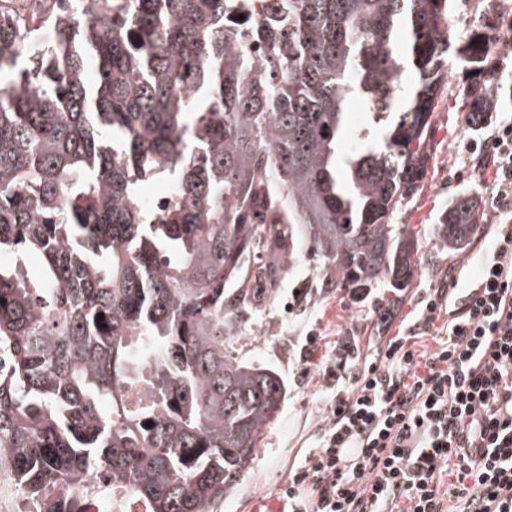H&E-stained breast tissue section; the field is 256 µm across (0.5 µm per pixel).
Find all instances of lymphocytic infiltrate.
<instances>
[{
  "instance_id": "obj_1",
  "label": "lymphocytic infiltrate",
  "mask_w": 512,
  "mask_h": 512,
  "mask_svg": "<svg viewBox=\"0 0 512 512\" xmlns=\"http://www.w3.org/2000/svg\"><path fill=\"white\" fill-rule=\"evenodd\" d=\"M466 148L512 207V121ZM482 290L454 306L425 289L419 315L329 400L317 444L279 488L288 512H512V225L477 259ZM444 336L417 354L440 315Z\"/></svg>"
}]
</instances>
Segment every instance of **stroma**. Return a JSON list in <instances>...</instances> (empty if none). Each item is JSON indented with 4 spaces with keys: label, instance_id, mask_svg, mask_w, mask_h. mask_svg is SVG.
<instances>
[{
    "label": "stroma",
    "instance_id": "1",
    "mask_svg": "<svg viewBox=\"0 0 512 512\" xmlns=\"http://www.w3.org/2000/svg\"><path fill=\"white\" fill-rule=\"evenodd\" d=\"M448 34L461 40L484 27L495 32L512 31V0H451ZM491 74L482 85L485 97L497 102L481 126L467 123L459 95L464 75L456 59L445 64L446 76L432 116V137L426 175L416 194L403 201L397 223L417 236L418 265L413 280L398 302H391L385 288L373 291L357 303L337 288L333 278L314 263L307 250H299L286 264L275 287L261 289L255 302L240 312L236 323V347L242 358L279 372L286 396L278 417L262 431L257 449L216 512H269L283 508L277 494L286 485L305 453L317 443L326 417V404L334 392L349 387L348 378H326L323 368L345 344H353L350 356L357 366L377 356L383 335H396L414 315L419 293L441 279L465 272L476 273V255L488 247L497 224H512V213L498 212L492 204L495 172L477 167L465 143L486 137L503 119L512 117V45L496 43L489 63ZM475 194L479 205V229L462 251H448L435 235L436 217L460 190ZM307 291L305 307L289 312L292 289ZM389 323H382V313ZM316 343L309 356L301 349L307 337Z\"/></svg>",
    "mask_w": 512,
    "mask_h": 512
}]
</instances>
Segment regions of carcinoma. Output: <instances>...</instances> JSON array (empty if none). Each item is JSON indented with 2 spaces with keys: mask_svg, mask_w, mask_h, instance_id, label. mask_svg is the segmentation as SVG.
Wrapping results in <instances>:
<instances>
[{
  "mask_svg": "<svg viewBox=\"0 0 512 512\" xmlns=\"http://www.w3.org/2000/svg\"><path fill=\"white\" fill-rule=\"evenodd\" d=\"M41 2L55 43L37 59L0 8V251L42 260L0 267V448L24 512L116 489L142 512H214L286 394L238 357L233 316L303 242L356 301L401 296L418 243L394 220L446 56L479 124L494 36L451 41L447 0ZM253 39L277 57L257 78ZM354 103L376 122L344 154ZM151 179L171 189L156 214ZM477 217L456 195L441 243L465 247Z\"/></svg>",
  "mask_w": 512,
  "mask_h": 512,
  "instance_id": "carcinoma-1",
  "label": "carcinoma"
}]
</instances>
